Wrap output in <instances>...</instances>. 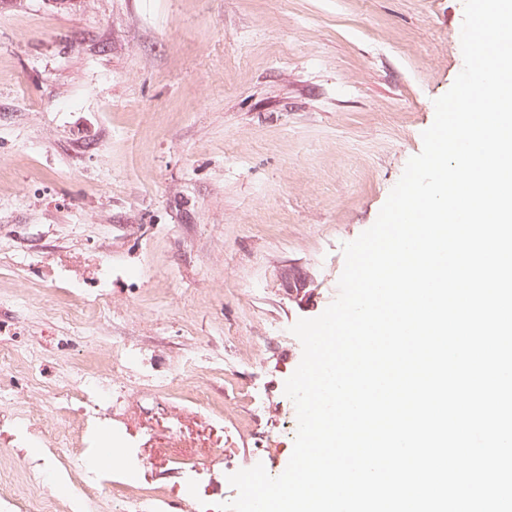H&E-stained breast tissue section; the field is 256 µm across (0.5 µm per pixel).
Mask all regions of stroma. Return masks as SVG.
<instances>
[{
    "instance_id": "1",
    "label": "stroma",
    "mask_w": 512,
    "mask_h": 512,
    "mask_svg": "<svg viewBox=\"0 0 512 512\" xmlns=\"http://www.w3.org/2000/svg\"><path fill=\"white\" fill-rule=\"evenodd\" d=\"M463 15V0H0V495L27 492L40 458L71 512L80 475L56 430L76 453L116 441L144 460L100 473L103 512L189 485L230 502L229 474L285 470L290 328L337 298L343 244L421 151L464 65ZM78 371L112 378L124 409L56 406Z\"/></svg>"
}]
</instances>
